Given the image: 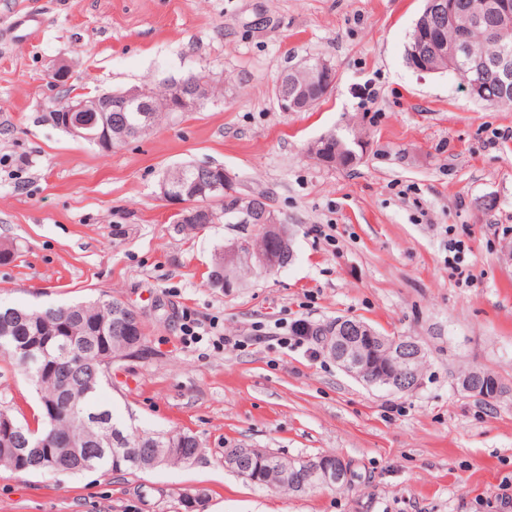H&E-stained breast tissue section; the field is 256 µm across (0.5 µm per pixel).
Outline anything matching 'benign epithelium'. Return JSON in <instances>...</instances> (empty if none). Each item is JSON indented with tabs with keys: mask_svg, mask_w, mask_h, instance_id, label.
Masks as SVG:
<instances>
[{
	"mask_svg": "<svg viewBox=\"0 0 512 512\" xmlns=\"http://www.w3.org/2000/svg\"><path fill=\"white\" fill-rule=\"evenodd\" d=\"M455 6L450 0H425L424 9L414 26L413 41L424 39L429 43L430 51L421 53L413 49L411 68L419 74H436L454 72L463 59L471 56V27L457 26ZM494 19L491 32L506 41L512 34V0H498L486 7V10L473 18L478 24L487 16ZM454 25L453 39H448L442 30ZM493 71L496 74L501 96L512 95V55L502 50L475 62L474 71L481 73ZM307 73L308 82L332 88L336 82V72L325 61L311 63L307 60L284 72L275 88L279 107L284 112H296L301 108L302 95L294 84L293 76ZM212 81L199 78L182 83L174 88L165 98L152 103L148 98L152 93L144 88H133L122 92L103 93L90 97L71 96L64 106L56 108L51 118L57 113L65 112L71 120L62 125L67 133L88 142H98L103 137H111L116 131L128 134L125 125H116L111 112L134 110L142 113L143 124L151 123L153 112H195L201 108L210 93ZM198 171L213 173L207 188L213 192L223 191L227 197L219 196L217 200L229 203L228 209L235 212V220L241 224H252L259 230L268 246L263 249L244 250V245L237 240L224 248V267L246 263L262 273H271L280 269V256L294 255L292 245V228L282 223L274 211L263 206L252 195L235 193L232 190L233 177L226 170L219 168L212 171L210 166L196 164ZM160 194L164 199L176 205L173 223L194 225L208 224L212 218L210 212L198 208L191 200L184 201L174 195L173 185L164 178L160 182ZM141 315L131 305L124 310H116L112 327L123 331L128 338L140 333ZM319 345L336 362V365L351 377L368 385L378 386L395 392H408L421 382L422 371L413 368V363L422 355L416 341L408 336H384L369 324L356 319L338 318L323 328V337ZM458 384L462 391L476 394L487 391L490 377L483 372H471L462 375ZM277 453L265 448H243L233 458L237 469H247L253 460H271ZM346 462L336 460V464H323L314 468L319 482L327 487L340 483L344 478Z\"/></svg>",
	"mask_w": 512,
	"mask_h": 512,
	"instance_id": "benign-epithelium-1",
	"label": "benign epithelium"
}]
</instances>
